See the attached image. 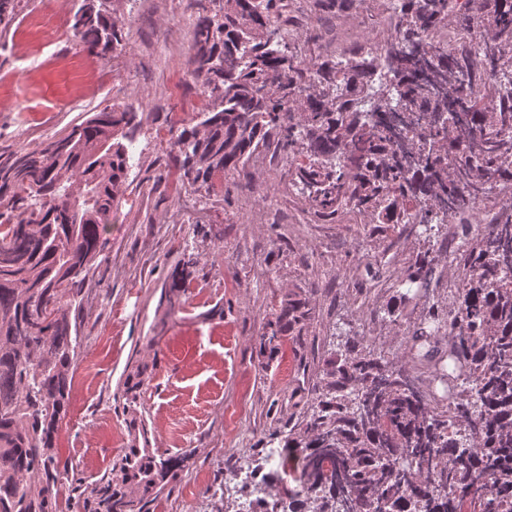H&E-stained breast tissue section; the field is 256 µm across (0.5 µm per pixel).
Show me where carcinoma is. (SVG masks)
<instances>
[{
	"label": "carcinoma",
	"mask_w": 512,
	"mask_h": 512,
	"mask_svg": "<svg viewBox=\"0 0 512 512\" xmlns=\"http://www.w3.org/2000/svg\"><path fill=\"white\" fill-rule=\"evenodd\" d=\"M188 66L205 103L175 145L179 179L204 187L263 149L288 158V177L330 224L352 204L364 223L454 225L452 302L428 298L407 328V360L328 329L313 345L312 382L285 448L300 455V489L262 475L256 505L288 512H512V212L473 224L496 184L512 182V0H389L379 57L357 45L349 64L312 34L322 14L354 0H208ZM21 0H0L8 29ZM112 0H81L71 29L91 54L121 45ZM306 33L282 35L295 22ZM464 33L446 49L444 26ZM370 95L371 113L357 110ZM131 109L88 112L43 148L0 155V512H63L55 437L82 344L80 312L93 262L108 243L129 169ZM440 253L413 255L395 286L433 279ZM286 295L263 340L312 319ZM130 448L112 476L86 486L84 512H151L189 467Z\"/></svg>",
	"instance_id": "carcinoma-1"
}]
</instances>
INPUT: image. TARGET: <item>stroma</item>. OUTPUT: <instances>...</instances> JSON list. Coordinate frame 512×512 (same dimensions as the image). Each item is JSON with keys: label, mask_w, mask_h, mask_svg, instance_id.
Returning a JSON list of instances; mask_svg holds the SVG:
<instances>
[{"label": "stroma", "mask_w": 512, "mask_h": 512, "mask_svg": "<svg viewBox=\"0 0 512 512\" xmlns=\"http://www.w3.org/2000/svg\"><path fill=\"white\" fill-rule=\"evenodd\" d=\"M125 39L115 55L89 56L72 31L42 39L33 52L18 25L0 32V86L15 101L0 108V153L41 148L87 112L133 108L134 160L112 213L82 313V345L70 406L56 437L68 468L62 496L81 512L83 486L109 475L146 428L158 453L196 454L153 505V512H215L213 492L247 470L270 435L287 438L288 398L328 321L344 320L401 354L399 327L336 299L338 281L372 288L386 268L400 269L424 239L398 227L380 235L368 224H304V202L288 163L253 157L200 189L172 185L181 158L177 133L195 127L205 95L186 60L198 0H118ZM40 114L26 132L22 114ZM185 265L183 288L171 275ZM312 291L314 317L302 332L263 346V322L288 292ZM139 381L127 404V381Z\"/></svg>", "instance_id": "stroma-1"}]
</instances>
